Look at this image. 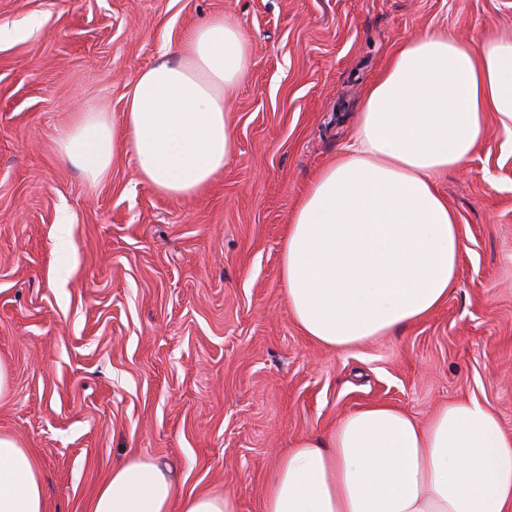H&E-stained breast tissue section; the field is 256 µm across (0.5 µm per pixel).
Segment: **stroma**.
I'll return each mask as SVG.
<instances>
[{"instance_id": "stroma-1", "label": "stroma", "mask_w": 512, "mask_h": 512, "mask_svg": "<svg viewBox=\"0 0 512 512\" xmlns=\"http://www.w3.org/2000/svg\"><path fill=\"white\" fill-rule=\"evenodd\" d=\"M250 37L233 157L206 192L156 191L128 156L90 185L58 158L88 106L121 122L135 75L200 21ZM512 27V0H0V433L39 460L46 512H85L113 466L169 462L182 493L261 512L278 456L387 403L463 398L512 434V135L489 125L436 183L465 249L447 301L350 350L296 326L285 226L410 36Z\"/></svg>"}]
</instances>
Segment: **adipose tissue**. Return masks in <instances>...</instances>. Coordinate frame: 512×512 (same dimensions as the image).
Segmentation results:
<instances>
[{
    "label": "adipose tissue",
    "mask_w": 512,
    "mask_h": 512,
    "mask_svg": "<svg viewBox=\"0 0 512 512\" xmlns=\"http://www.w3.org/2000/svg\"><path fill=\"white\" fill-rule=\"evenodd\" d=\"M250 67L249 37L217 15L137 73L121 123L97 107L58 138L63 162L93 183L120 156L172 197L201 193L233 156L230 102ZM512 134V31L406 40L368 87L351 142L310 183L288 226L281 274L305 336L337 350L418 323L447 301L463 238L435 185L462 170L488 123ZM0 512H46L41 466L0 433ZM86 512H238L229 495H182L169 470L131 456ZM262 512H512V435L475 399L427 424L368 405L294 441Z\"/></svg>",
    "instance_id": "adipose-tissue-1"
}]
</instances>
